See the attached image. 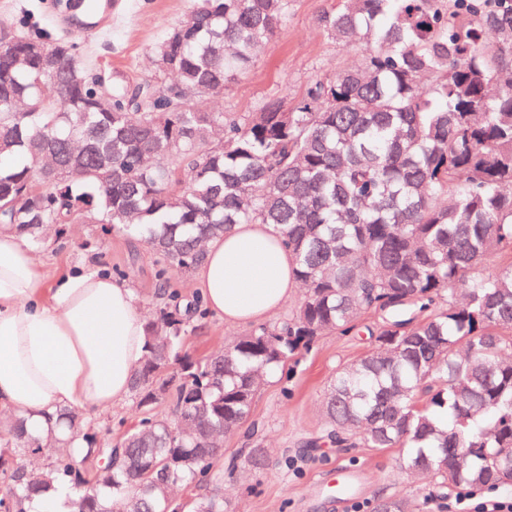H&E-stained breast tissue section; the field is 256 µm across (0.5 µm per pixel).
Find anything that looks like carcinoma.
Returning a JSON list of instances; mask_svg holds the SVG:
<instances>
[{
	"label": "carcinoma",
	"mask_w": 512,
	"mask_h": 512,
	"mask_svg": "<svg viewBox=\"0 0 512 512\" xmlns=\"http://www.w3.org/2000/svg\"><path fill=\"white\" fill-rule=\"evenodd\" d=\"M291 8L193 0L155 49L161 79L106 90L69 41L18 28L0 42V98L22 106H0V224L33 246L79 220L141 240L157 288L131 387L140 416L113 445L68 409L44 439L13 418L0 512L58 489L75 512H228L221 438L251 423L242 464L269 466L251 421L260 378L367 319L375 350L336 372L324 437L401 449L402 469L435 479L417 512L450 487L512 483V0H336L319 24L358 65L289 108H200ZM34 43L68 47L61 82L39 77ZM235 224L272 225L305 294L288 317L194 357L183 340L207 310L171 274L194 271ZM368 507L409 512L397 497Z\"/></svg>",
	"instance_id": "cac0c4a2"
}]
</instances>
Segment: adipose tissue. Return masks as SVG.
<instances>
[{"label":"adipose tissue","mask_w":512,"mask_h":512,"mask_svg":"<svg viewBox=\"0 0 512 512\" xmlns=\"http://www.w3.org/2000/svg\"><path fill=\"white\" fill-rule=\"evenodd\" d=\"M205 251L192 287L224 323L270 319L296 292L294 256L272 225H233ZM145 354L131 288L97 268L47 277L24 235L0 225L1 425L17 415L43 436L58 410H111L126 401Z\"/></svg>","instance_id":"obj_1"}]
</instances>
